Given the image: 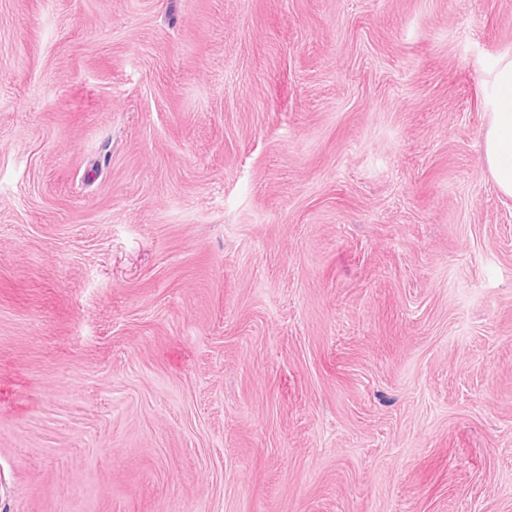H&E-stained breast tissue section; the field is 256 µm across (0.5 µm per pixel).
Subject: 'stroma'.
I'll return each instance as SVG.
<instances>
[{
  "mask_svg": "<svg viewBox=\"0 0 512 512\" xmlns=\"http://www.w3.org/2000/svg\"><path fill=\"white\" fill-rule=\"evenodd\" d=\"M512 0H0V512H512ZM485 104L489 124L483 135L484 157L500 192L512 196V56L499 59L490 77Z\"/></svg>",
  "mask_w": 512,
  "mask_h": 512,
  "instance_id": "35a3bbf8",
  "label": "stroma"
}]
</instances>
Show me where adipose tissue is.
I'll list each match as a JSON object with an SVG mask.
<instances>
[{"mask_svg": "<svg viewBox=\"0 0 512 512\" xmlns=\"http://www.w3.org/2000/svg\"><path fill=\"white\" fill-rule=\"evenodd\" d=\"M489 124L483 135L484 157L500 192L512 196V56L499 59L485 99Z\"/></svg>", "mask_w": 512, "mask_h": 512, "instance_id": "obj_1", "label": "adipose tissue"}]
</instances>
